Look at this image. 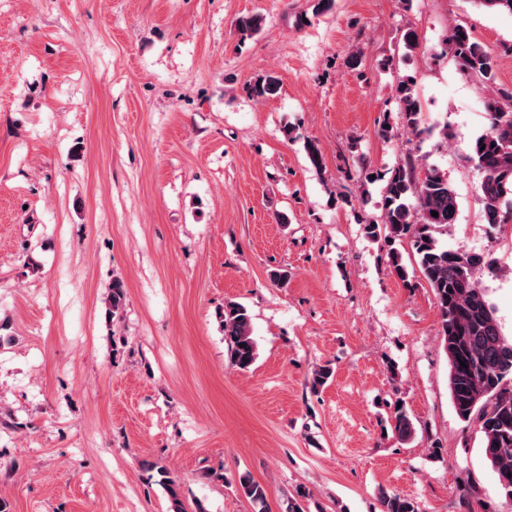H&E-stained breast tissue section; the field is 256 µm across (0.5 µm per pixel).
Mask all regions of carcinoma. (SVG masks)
Segmentation results:
<instances>
[{
  "instance_id": "obj_1",
  "label": "carcinoma",
  "mask_w": 512,
  "mask_h": 512,
  "mask_svg": "<svg viewBox=\"0 0 512 512\" xmlns=\"http://www.w3.org/2000/svg\"><path fill=\"white\" fill-rule=\"evenodd\" d=\"M448 53L464 76H479L494 83L493 61L463 26H455L447 37ZM279 79L272 74L257 76L252 95L267 98L278 93ZM403 126L416 136L421 127V108L414 78L399 82L395 90ZM512 93L492 92L484 101L489 124L475 138L469 160L479 172L477 197L489 224L506 221L512 204V109L503 100ZM458 195L448 175L433 165L416 168L414 159L390 171L382 195L381 222L364 224L366 237L382 239L388 246V266L401 279L408 277L402 254L395 244L410 239L422 277L433 291L440 313V335L448 356V389L457 416L478 423L486 460L497 475L505 500L512 502V337H506L495 317L493 306L480 286L483 272L494 273V261L481 255L448 249L442 238L455 223ZM438 216H432V212ZM126 288L122 280L112 281L108 296L109 315L123 312ZM224 342L229 362L248 371L258 358L252 335V315L246 306L229 302L221 314ZM333 376L325 364L312 372L311 388L319 391ZM389 425L401 441L415 435L414 423L405 406H392ZM157 483L167 492L171 512H186L177 482L164 468L156 470ZM240 493L255 512H266L267 491L243 474L238 479ZM309 495L302 491L287 497L284 512H310ZM380 512H419L415 501L395 492L379 493Z\"/></svg>"
}]
</instances>
